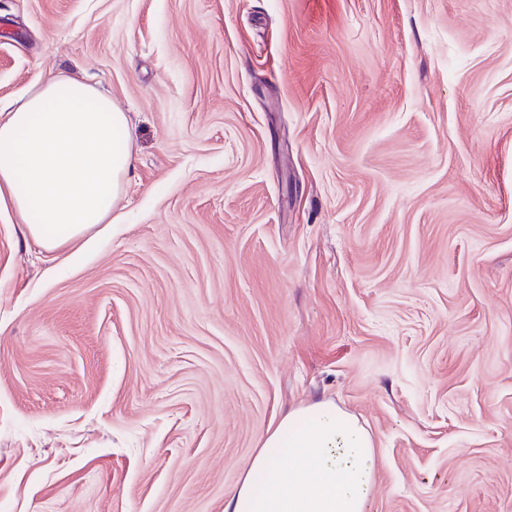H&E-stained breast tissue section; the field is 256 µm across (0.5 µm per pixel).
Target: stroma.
<instances>
[{
	"label": "stroma",
	"mask_w": 512,
	"mask_h": 512,
	"mask_svg": "<svg viewBox=\"0 0 512 512\" xmlns=\"http://www.w3.org/2000/svg\"><path fill=\"white\" fill-rule=\"evenodd\" d=\"M130 120L114 222L0 212V512H224L285 410L369 512H512V0H0V103Z\"/></svg>",
	"instance_id": "1"
}]
</instances>
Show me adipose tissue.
<instances>
[{
    "instance_id": "adipose-tissue-1",
    "label": "adipose tissue",
    "mask_w": 512,
    "mask_h": 512,
    "mask_svg": "<svg viewBox=\"0 0 512 512\" xmlns=\"http://www.w3.org/2000/svg\"><path fill=\"white\" fill-rule=\"evenodd\" d=\"M131 166L126 114L80 78L0 106V210L45 251L89 245ZM378 468L353 414L330 400L300 406L267 430L224 512H367Z\"/></svg>"
}]
</instances>
